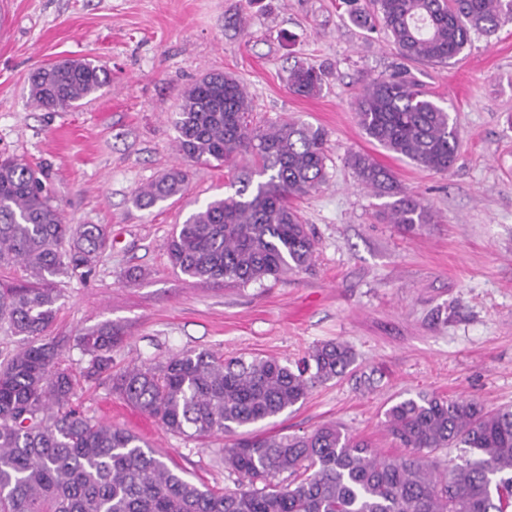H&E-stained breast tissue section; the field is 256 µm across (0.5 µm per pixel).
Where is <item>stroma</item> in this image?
Returning <instances> with one entry per match:
<instances>
[{
    "instance_id": "stroma-1",
    "label": "stroma",
    "mask_w": 512,
    "mask_h": 512,
    "mask_svg": "<svg viewBox=\"0 0 512 512\" xmlns=\"http://www.w3.org/2000/svg\"><path fill=\"white\" fill-rule=\"evenodd\" d=\"M61 57L106 67L110 83L49 112L31 102L30 76ZM298 63L322 67L320 95L289 91ZM399 63L384 32L352 24L341 0H0V157L45 169L65 223L100 224L108 237L88 276L53 280L50 334L66 339L73 372L85 365L74 337L106 324L124 336L116 372L192 349L292 365L343 341L357 356L352 371L259 428L282 436L336 423L389 455L398 449L384 412L396 401L424 392L512 404V25L448 64L409 66L457 122L461 147L446 173L383 149L357 123L365 79ZM213 71L243 82L254 125L294 118L328 133V180L296 202L317 241L307 269L240 285L197 281L169 263L173 227L232 178L176 148L179 94ZM354 152L422 195L437 223L410 232L383 221L389 199L359 183ZM180 165L181 198L136 207L141 188ZM72 404L140 436L195 484H236L224 436L172 433L104 381L80 378Z\"/></svg>"
}]
</instances>
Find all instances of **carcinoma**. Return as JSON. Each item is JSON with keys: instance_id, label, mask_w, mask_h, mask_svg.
Here are the masks:
<instances>
[{"instance_id": "cac0c4a2", "label": "carcinoma", "mask_w": 512, "mask_h": 512, "mask_svg": "<svg viewBox=\"0 0 512 512\" xmlns=\"http://www.w3.org/2000/svg\"><path fill=\"white\" fill-rule=\"evenodd\" d=\"M359 27L380 26L398 56L446 64L472 43L512 24V0H343ZM324 72L298 64L289 90L322 91ZM106 68L65 59L30 76V99L58 111L100 92ZM357 122L373 142L426 169L455 164L459 131L448 107L431 99L402 67L368 79L355 98ZM241 81L207 73L179 97L177 148L192 161L231 164L233 193L209 201L176 225L170 264L197 281L248 284L312 263L316 241L293 201L327 181V133L301 120L257 128ZM348 165L367 188L388 195L384 218L408 230L437 215L365 153ZM188 171L173 167L134 198L141 209L184 194ZM69 248H62L63 243ZM104 227L65 224L43 172L0 160V267L18 265L37 285L0 290V319L20 346L0 362V512H512V409L469 398L420 393L392 404L384 428L401 455L379 452L335 424L288 436L245 429L307 399L355 363L348 345L314 346L294 368L276 359H224L187 350L157 365L112 374L110 326L75 338L87 357L82 375H107L112 391L167 430L228 438L224 464L239 476L222 492L198 486L155 457L140 437L71 408L76 375L48 336L58 295L51 278L90 269L106 247ZM457 448L441 460L434 453ZM284 479H279L282 474Z\"/></svg>"}]
</instances>
